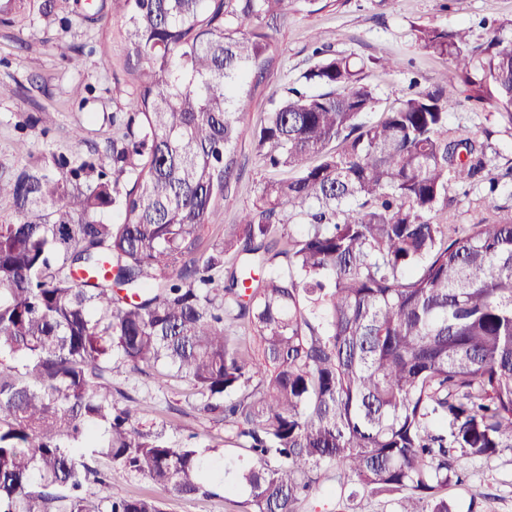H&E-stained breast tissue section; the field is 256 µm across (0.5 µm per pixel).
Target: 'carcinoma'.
Wrapping results in <instances>:
<instances>
[{"label": "carcinoma", "instance_id": "cac0c4a2", "mask_svg": "<svg viewBox=\"0 0 512 512\" xmlns=\"http://www.w3.org/2000/svg\"><path fill=\"white\" fill-rule=\"evenodd\" d=\"M107 63L125 87L104 157H32L0 199V512H163L112 494V467L166 495L245 493V512L334 495L458 512L463 458L512 451V165L448 121L463 97L512 128V40L416 29L448 59L376 122L370 66L325 46L252 131L260 184L221 223L240 116L274 66V31L325 0H110ZM119 26L112 37V19ZM320 88L310 93L307 86ZM483 186L475 220L445 216ZM304 226L285 234L282 213ZM112 213L115 219L105 218ZM260 272L254 278L252 272ZM119 366L188 378L234 458L135 427ZM109 469L84 461L83 451Z\"/></svg>", "mask_w": 512, "mask_h": 512}]
</instances>
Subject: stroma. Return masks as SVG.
I'll return each instance as SVG.
<instances>
[{"mask_svg":"<svg viewBox=\"0 0 512 512\" xmlns=\"http://www.w3.org/2000/svg\"><path fill=\"white\" fill-rule=\"evenodd\" d=\"M41 2L24 0V10L14 14L12 23L0 24V176L24 167L33 153L104 156L112 143V114L124 101L102 54L103 31L84 20L89 0H62L55 21L43 19ZM426 24L469 29L471 43L477 46L497 29H512V0H339L324 10L291 17L274 35L278 57L271 74L251 110L241 117L245 134L235 148L234 177L224 192V225L237 223L269 176L256 158L250 133L265 117L270 99L280 98L312 65L314 41L357 60L399 59L392 74L365 72L377 87L383 110L408 93L411 83L431 85L445 71V62L415 41V27ZM62 42L79 49V62L59 56L56 46ZM450 121L469 136L488 138L499 166L512 165V130L489 110L462 99ZM77 129L82 132L78 142L72 137ZM112 378L136 398L140 430L164 432L176 447L190 444L212 456L234 455L223 424L195 411L198 395L188 380L175 378L161 389L151 377L122 367ZM460 466L468 482L483 485L486 512H512L511 451L488 462L465 458Z\"/></svg>","mask_w":512,"mask_h":512,"instance_id":"1","label":"stroma"}]
</instances>
